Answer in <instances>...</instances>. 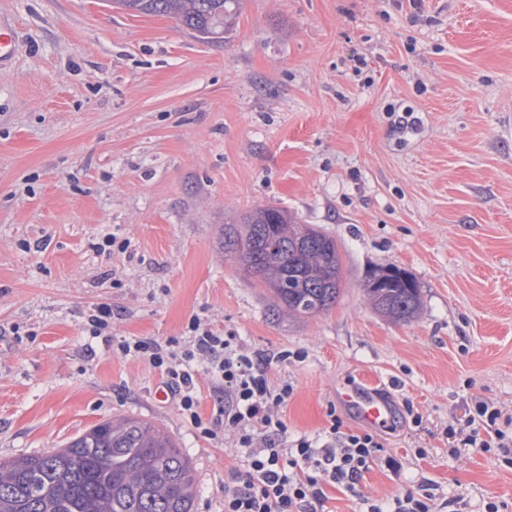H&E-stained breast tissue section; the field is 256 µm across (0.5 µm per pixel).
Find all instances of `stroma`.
<instances>
[{"mask_svg":"<svg viewBox=\"0 0 512 512\" xmlns=\"http://www.w3.org/2000/svg\"><path fill=\"white\" fill-rule=\"evenodd\" d=\"M0 457L134 417L190 458L195 512H224L244 462L159 397L161 373L89 336L186 341L197 317L274 363L289 439L322 434L347 386L393 404L376 461L329 512H367L430 480L466 512L512 508L499 449H453L475 399L512 414V0H243L209 42L104 0H0ZM266 204L335 238L342 293L307 319L224 258L225 223ZM127 251H100L105 235ZM419 283L408 323L375 313L367 270ZM422 415L409 424L406 404ZM87 318L85 330L89 336L98 337L103 333L112 331V307L107 304H99L92 310Z\"/></svg>","mask_w":512,"mask_h":512,"instance_id":"obj_1","label":"stroma"}]
</instances>
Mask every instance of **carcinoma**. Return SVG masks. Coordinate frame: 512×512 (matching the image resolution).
<instances>
[{
  "mask_svg": "<svg viewBox=\"0 0 512 512\" xmlns=\"http://www.w3.org/2000/svg\"><path fill=\"white\" fill-rule=\"evenodd\" d=\"M131 14L165 16L209 41L224 38L241 0H111ZM224 256L259 280L283 314L300 318L338 301L342 259L335 239L288 210L267 205L224 224ZM364 291L379 315L414 320L422 300L415 278L397 266L367 271ZM189 458L152 422L102 421L63 448L0 460V512H193Z\"/></svg>",
  "mask_w": 512,
  "mask_h": 512,
  "instance_id": "cac0c4a2",
  "label": "carcinoma"
}]
</instances>
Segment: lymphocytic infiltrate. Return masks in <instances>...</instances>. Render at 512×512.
Wrapping results in <instances>:
<instances>
[{"instance_id": "f902f5d3", "label": "lymphocytic infiltrate", "mask_w": 512, "mask_h": 512, "mask_svg": "<svg viewBox=\"0 0 512 512\" xmlns=\"http://www.w3.org/2000/svg\"><path fill=\"white\" fill-rule=\"evenodd\" d=\"M187 329L190 338L184 343L122 336L112 345L158 369L170 398L203 436H212L213 430L198 412V372H206L223 393L216 414L235 431L247 462L240 485L224 494V512H326L325 485L354 491L382 448L378 434L344 430L334 414L321 437L289 440L278 411L291 397L292 385L272 384L268 359L244 352L236 336L214 332L196 318ZM501 418L493 402L477 400L470 417L473 428L457 439V447L511 448L512 436L500 429Z\"/></svg>"}]
</instances>
